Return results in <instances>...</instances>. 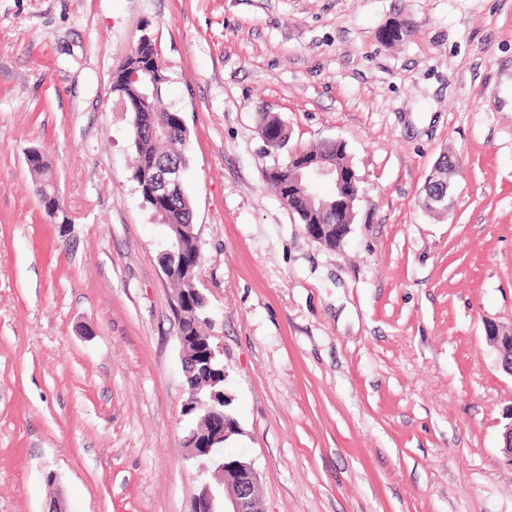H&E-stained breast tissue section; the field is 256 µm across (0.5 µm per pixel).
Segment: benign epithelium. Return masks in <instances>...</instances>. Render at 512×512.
<instances>
[{"label": "benign epithelium", "mask_w": 512, "mask_h": 512, "mask_svg": "<svg viewBox=\"0 0 512 512\" xmlns=\"http://www.w3.org/2000/svg\"><path fill=\"white\" fill-rule=\"evenodd\" d=\"M308 184L328 182L333 185L331 200L321 202V208H332L343 212V223L307 226L306 233L313 238L320 234L335 232L340 240H345L351 232L356 215L359 191L356 182L359 177L355 170L329 168L315 161L301 163ZM181 177L180 169L168 167L157 173L155 189L163 195L169 187L176 185ZM486 338L497 353V364L512 377V329H504L496 324L486 328ZM229 396L225 391H191L188 407L198 413L200 420L208 423V430L199 434L194 430L185 437L187 447L199 462L198 473L201 489L194 500L192 512H265L259 493V475L254 464L246 459L226 458L220 444L230 435L241 433L239 423L225 412Z\"/></svg>", "instance_id": "benign-epithelium-1"}]
</instances>
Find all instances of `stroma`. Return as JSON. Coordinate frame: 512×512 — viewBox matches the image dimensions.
Returning a JSON list of instances; mask_svg holds the SVG:
<instances>
[{"instance_id": "obj_1", "label": "stroma", "mask_w": 512, "mask_h": 512, "mask_svg": "<svg viewBox=\"0 0 512 512\" xmlns=\"http://www.w3.org/2000/svg\"><path fill=\"white\" fill-rule=\"evenodd\" d=\"M145 33L265 512H512V377L486 338L512 328V0H0V512H192L200 490L167 231L112 93ZM331 140L360 178L339 250L265 181Z\"/></svg>"}]
</instances>
